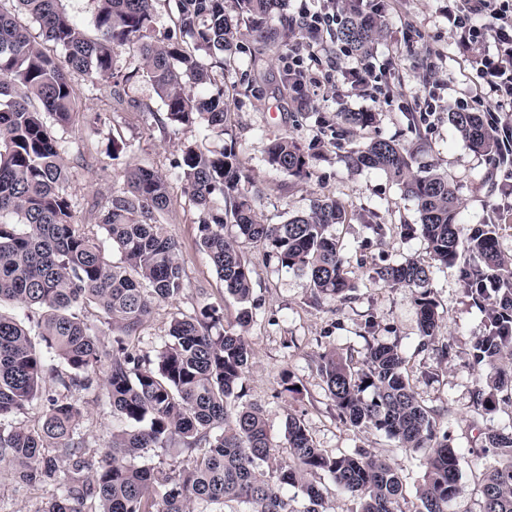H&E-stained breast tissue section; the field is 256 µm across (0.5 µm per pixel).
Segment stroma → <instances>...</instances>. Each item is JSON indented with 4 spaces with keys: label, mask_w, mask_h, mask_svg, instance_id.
Returning <instances> with one entry per match:
<instances>
[{
    "label": "stroma",
    "mask_w": 512,
    "mask_h": 512,
    "mask_svg": "<svg viewBox=\"0 0 512 512\" xmlns=\"http://www.w3.org/2000/svg\"><path fill=\"white\" fill-rule=\"evenodd\" d=\"M321 5L322 0H286L281 16L269 23L273 38L265 43L241 28L244 50L224 71L231 106L228 130L256 190L254 205L262 223H284L308 211L320 197L336 198L347 207V223L335 225L332 234L343 249L355 289L341 302L331 297L313 301L304 274L282 267L261 244H242L252 271V318L245 332L252 358L244 401L262 407L274 440H283L286 420L292 416L302 420L318 447L328 452L365 447L388 457L406 484L402 512H416L422 453L401 451L383 433L360 431L343 422L318 370L319 356L326 351L359 359L369 344L398 345L417 398L432 410L459 450L461 492L449 512H476L481 474L493 461L484 453L480 435L512 425V401H497L493 411L485 412L473 400L474 390L486 385L491 375L490 369L474 366L469 355L472 341L485 330L486 313L467 296L459 266L435 268L432 291L441 316L439 334L454 350L444 359L436 351L421 349L416 290L380 287L370 270L372 259L379 257L393 263L428 260L420 236L398 231L400 225L417 223V204L385 175L348 168L345 158L363 135L357 131L337 137L341 115L376 113V135L413 151L417 165L438 164L457 188L463 229L487 223L494 205L508 207L506 220L496 230L501 252L511 259L512 193L488 157L470 149L448 121L458 100L474 90L465 79L470 57L457 47L448 26V0H391L383 17L387 35L371 55L383 69L382 90L374 97L341 80L300 94L293 89L286 66L289 45L303 34L298 13L319 10ZM114 65L133 75L120 103L109 82L93 83L84 75H73L83 110L63 134L60 153L68 167L66 191L74 220L97 238L103 232L89 211L121 188L128 165L139 164L168 177L172 202L158 220L180 246L186 287L176 299L156 303L131 337L132 346L151 352L166 341L174 317L194 314L203 304L219 308L224 327L237 322L240 306L225 293L199 245L198 213L174 168L185 146L217 150L223 141L196 128L178 130L167 123L161 101L140 74L142 61L135 49H116ZM431 67L442 77L426 88L417 75ZM421 111L428 114L425 124L413 125L409 113ZM112 137L125 145L115 158L105 153ZM277 137L311 151L308 178L288 176L269 164L267 147ZM373 224L391 225V236L375 240L369 231ZM287 372L297 391H283L281 379ZM73 397L85 408L81 433L91 451L103 452L113 430L121 426L106 391L93 396L77 391Z\"/></svg>",
    "instance_id": "35a3bbf8"
}]
</instances>
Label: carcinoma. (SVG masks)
Listing matches in <instances>:
<instances>
[{
  "label": "carcinoma",
  "instance_id": "1",
  "mask_svg": "<svg viewBox=\"0 0 512 512\" xmlns=\"http://www.w3.org/2000/svg\"><path fill=\"white\" fill-rule=\"evenodd\" d=\"M10 2L11 11L0 3V305L24 306L34 317L25 324L0 311V420L45 396L37 427L0 424V461L12 466L15 484L43 495L42 512H195L201 503L227 512H237L235 503L244 512H327L329 495L336 492L355 501V512H398L405 484L388 459L369 448L329 453L294 417L278 444L263 410L238 403L252 356L242 333L252 318L251 269L239 241L261 243L281 266L305 274L315 298L345 300L355 285L330 233L348 219L341 202L318 198L306 213L263 224L234 147L204 153L187 146L175 168L198 212L200 246L241 309L235 329L223 328L210 304L174 318L152 360L127 340L155 303L185 288L178 245L158 222L171 203L167 177L130 166L123 187L91 212L107 233L110 252L74 222L66 193L58 131L79 111L72 74L124 86L135 74L117 71L114 53L132 45L169 124L221 136L229 108L214 69H224V54L238 49L233 16L248 20L256 40H269L267 20L281 0H233L229 6L225 0H177L178 29L161 34L154 29L156 0H97L92 37L62 0ZM347 2L336 39L366 56L383 28L364 18L360 0ZM20 14L38 24L42 41L18 21ZM48 42L64 55L50 54ZM188 83L202 93L187 94ZM448 121L472 149L496 151L484 113L450 112ZM343 123L338 137L367 132L376 113L345 112ZM268 162L290 176L306 175L305 155L286 137L270 142ZM347 163L385 173L417 202L419 223L405 225V231L423 238L432 263L377 264L372 279L382 287L419 290L422 345H433L439 316L431 296L432 264L461 259L456 187L444 172L413 171L412 153L377 135L352 151ZM217 196L225 200L223 211L214 208ZM228 221L235 227L232 237L224 234ZM467 241L470 256L461 276L472 302L482 305L479 285L487 276L496 274L503 283L488 330L471 346L475 365L495 369L474 400L483 405L498 394L511 400L512 373L495 362L512 352V267L502 261L493 225L477 228ZM90 308L118 331L108 352L88 323ZM102 367L112 414L123 426L112 432L108 451L95 457L78 432L83 408L73 393L95 391ZM319 371L345 422L382 432L405 451L429 449L417 512H448L460 494L459 453L415 396L402 351L394 344H370L359 363L329 351L320 357ZM49 380L56 390L48 395ZM174 446L178 464L168 470L135 464ZM484 447L497 461L483 474L478 512H512V430L485 433Z\"/></svg>",
  "mask_w": 512,
  "mask_h": 512
}]
</instances>
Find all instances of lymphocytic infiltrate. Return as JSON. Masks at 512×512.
<instances>
[{
    "mask_svg": "<svg viewBox=\"0 0 512 512\" xmlns=\"http://www.w3.org/2000/svg\"><path fill=\"white\" fill-rule=\"evenodd\" d=\"M334 2L325 0L323 9L304 13L306 36L288 49V76L298 90L332 83L339 77L354 86L377 88L380 73L370 61H359L340 74L332 69L315 72L304 66L305 57L314 56L317 40L340 22ZM448 23L460 48L468 51L487 42L492 45L486 54L472 59L468 79L475 94L470 100L459 101L458 106L464 110L492 101L488 124L498 144L503 178L512 181V0H448Z\"/></svg>",
    "mask_w": 512,
    "mask_h": 512,
    "instance_id": "1",
    "label": "lymphocytic infiltrate"
}]
</instances>
